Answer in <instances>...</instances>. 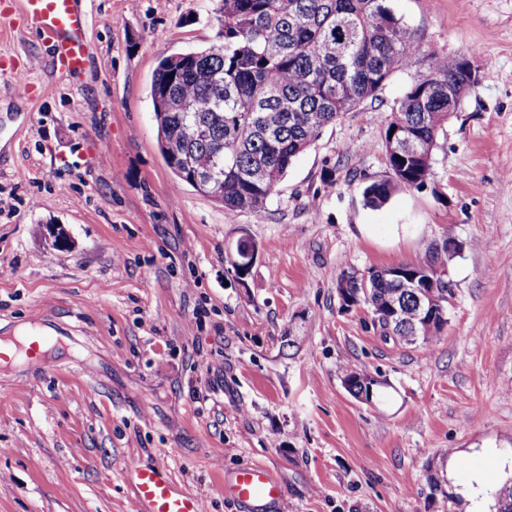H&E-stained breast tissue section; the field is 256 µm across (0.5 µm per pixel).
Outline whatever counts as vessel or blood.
<instances>
[{
	"label": "vessel or blood",
	"mask_w": 512,
	"mask_h": 512,
	"mask_svg": "<svg viewBox=\"0 0 512 512\" xmlns=\"http://www.w3.org/2000/svg\"><path fill=\"white\" fill-rule=\"evenodd\" d=\"M24 17L48 44L57 68L84 70L88 17L78 0H25ZM133 475L138 512H203L200 500L180 490L161 465L135 469ZM224 493L250 512H265L284 498L281 483L259 464L237 469L225 480Z\"/></svg>",
	"instance_id": "b4317fda"
}]
</instances>
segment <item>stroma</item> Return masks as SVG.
I'll list each match as a JSON object with an SVG mask.
<instances>
[{
  "label": "stroma",
  "mask_w": 512,
  "mask_h": 512,
  "mask_svg": "<svg viewBox=\"0 0 512 512\" xmlns=\"http://www.w3.org/2000/svg\"><path fill=\"white\" fill-rule=\"evenodd\" d=\"M389 5L417 33L411 65L325 128L264 210L230 215L167 166L150 95L162 57L215 43L217 0H82L79 74L0 0V340L51 338L49 369L0 363V512H135L132 471L156 464L203 512H245L224 479L248 464L283 483L277 512H496L512 481V0ZM463 55L494 73L440 131L431 179L367 206L389 176L385 114ZM448 234L439 339L342 309L343 272L423 263ZM244 236L259 252L241 285L226 257ZM350 369L383 380L377 400L345 389Z\"/></svg>",
  "instance_id": "stroma-1"
}]
</instances>
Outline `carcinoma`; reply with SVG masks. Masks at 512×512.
<instances>
[{
    "mask_svg": "<svg viewBox=\"0 0 512 512\" xmlns=\"http://www.w3.org/2000/svg\"><path fill=\"white\" fill-rule=\"evenodd\" d=\"M218 41L200 52L160 60L151 85L154 117L163 156L224 183L220 203L230 214L265 208L293 161L324 129L375 98L406 69L419 51L415 31L387 0H218ZM460 75L432 63L384 116V146L390 179L365 187L371 207L384 205L398 188L424 187L432 175L433 149L448 121V86ZM178 99L180 112L163 108ZM429 287L416 264L401 263L344 273L343 302L369 309L381 335L406 336L413 313L411 290L397 287L393 270ZM431 327L418 333L433 341L448 323V288ZM400 320L387 324L378 314L392 304ZM497 512H512V483L496 493Z\"/></svg>",
    "mask_w": 512,
    "mask_h": 512,
    "instance_id": "obj_1",
    "label": "carcinoma"
}]
</instances>
